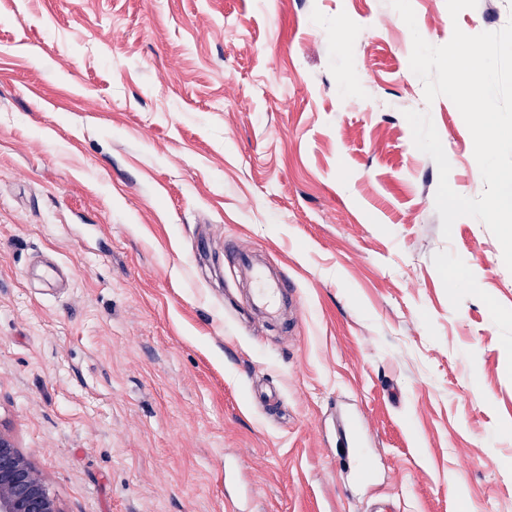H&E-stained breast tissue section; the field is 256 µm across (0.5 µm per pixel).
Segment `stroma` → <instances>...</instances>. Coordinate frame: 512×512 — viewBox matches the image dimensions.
Returning a JSON list of instances; mask_svg holds the SVG:
<instances>
[{"label":"stroma","mask_w":512,"mask_h":512,"mask_svg":"<svg viewBox=\"0 0 512 512\" xmlns=\"http://www.w3.org/2000/svg\"><path fill=\"white\" fill-rule=\"evenodd\" d=\"M411 4L435 46L512 19ZM411 51L389 0H0V430L60 512H236L231 462L253 512H512V271L481 221L442 236L405 111L485 185ZM253 279L255 282L252 293L253 303L270 315L276 314L281 292L280 285L278 282L268 280L264 272L259 269L253 271Z\"/></svg>","instance_id":"obj_1"}]
</instances>
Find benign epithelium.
<instances>
[{
	"label": "benign epithelium",
	"mask_w": 512,
	"mask_h": 512,
	"mask_svg": "<svg viewBox=\"0 0 512 512\" xmlns=\"http://www.w3.org/2000/svg\"><path fill=\"white\" fill-rule=\"evenodd\" d=\"M0 512H59L14 440L0 431Z\"/></svg>",
	"instance_id": "1"
}]
</instances>
